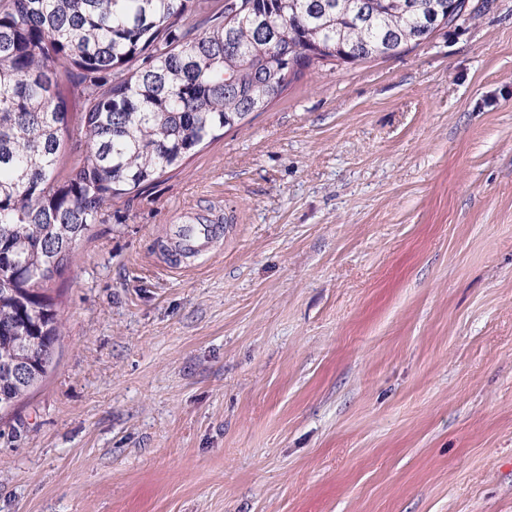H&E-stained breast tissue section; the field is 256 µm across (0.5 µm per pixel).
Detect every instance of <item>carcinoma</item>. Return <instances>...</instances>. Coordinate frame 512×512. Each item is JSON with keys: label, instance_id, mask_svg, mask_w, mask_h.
<instances>
[{"label": "carcinoma", "instance_id": "carcinoma-1", "mask_svg": "<svg viewBox=\"0 0 512 512\" xmlns=\"http://www.w3.org/2000/svg\"><path fill=\"white\" fill-rule=\"evenodd\" d=\"M447 5L0 0V410L51 366L62 321L49 283L106 207L278 99L311 46L324 61L383 57ZM64 76L85 101L74 128ZM66 139L86 152L61 172Z\"/></svg>", "mask_w": 512, "mask_h": 512}]
</instances>
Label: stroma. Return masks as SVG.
<instances>
[{"instance_id":"35a3bbf8","label":"stroma","mask_w":512,"mask_h":512,"mask_svg":"<svg viewBox=\"0 0 512 512\" xmlns=\"http://www.w3.org/2000/svg\"><path fill=\"white\" fill-rule=\"evenodd\" d=\"M206 210L223 239L182 254ZM51 293L0 512H512V0L307 68Z\"/></svg>"}]
</instances>
